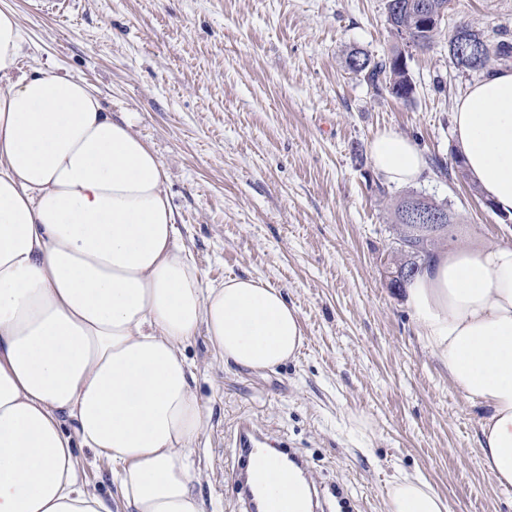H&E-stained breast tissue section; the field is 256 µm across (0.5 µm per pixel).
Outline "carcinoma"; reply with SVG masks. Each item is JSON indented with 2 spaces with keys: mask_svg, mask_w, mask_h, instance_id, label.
Returning <instances> with one entry per match:
<instances>
[{
  "mask_svg": "<svg viewBox=\"0 0 512 512\" xmlns=\"http://www.w3.org/2000/svg\"><path fill=\"white\" fill-rule=\"evenodd\" d=\"M450 0H386L385 10L391 32L395 36L407 33L413 39L419 51L430 48L437 27L426 26L427 17H437L448 12ZM467 34L483 39L485 52L481 64L473 69L462 64L463 44L454 35H448V58L454 69L462 74H483L499 66H506L512 61V31L506 27L493 30L488 36L471 24L464 25ZM404 50L397 47L390 54L374 57L371 54L354 49L345 59L348 70L361 77L363 81L378 94L408 100L415 90L409 73ZM454 223L451 213H446L445 224L433 229L400 228L395 241V251L404 257V263L416 264L427 256L435 247L440 234L448 231V225Z\"/></svg>",
  "mask_w": 512,
  "mask_h": 512,
  "instance_id": "carcinoma-1",
  "label": "carcinoma"
}]
</instances>
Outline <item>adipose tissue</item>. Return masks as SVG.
<instances>
[{
    "label": "adipose tissue",
    "mask_w": 512,
    "mask_h": 512,
    "mask_svg": "<svg viewBox=\"0 0 512 512\" xmlns=\"http://www.w3.org/2000/svg\"><path fill=\"white\" fill-rule=\"evenodd\" d=\"M24 56L18 16L0 8V512H112L82 478V448L112 461L127 512H204L191 452L206 413L185 348L202 332L225 364L271 370L302 348L300 313L256 276L204 283L132 123L82 81L23 71ZM452 126L494 213L512 217V66L476 81ZM370 154L390 184L427 169L396 132ZM405 301L479 412L483 469L512 486V245L431 252ZM254 478L270 484L268 512H310L298 471ZM386 512L448 503L403 476Z\"/></svg>",
    "instance_id": "ef3b65f1"
}]
</instances>
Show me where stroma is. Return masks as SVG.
<instances>
[{"label": "stroma", "mask_w": 512, "mask_h": 512, "mask_svg": "<svg viewBox=\"0 0 512 512\" xmlns=\"http://www.w3.org/2000/svg\"><path fill=\"white\" fill-rule=\"evenodd\" d=\"M0 8L19 17L24 69L84 80L109 112L128 113L162 162L202 279L260 277L301 312L305 344L273 370L225 365L203 335L186 349L207 415L193 453L206 512H239L230 439L243 417L303 455L333 512H385L402 474L425 478L449 512H512V487L482 468L475 410L384 265L392 202L415 192L457 218L442 247L512 244V223L470 179L435 170L379 199L370 158L393 130L452 161V112L473 79L450 64L448 32L512 29V0H451L432 48L407 60L405 102L345 66L353 48L390 53L385 0H71L62 17L34 0Z\"/></svg>", "instance_id": "1"}]
</instances>
